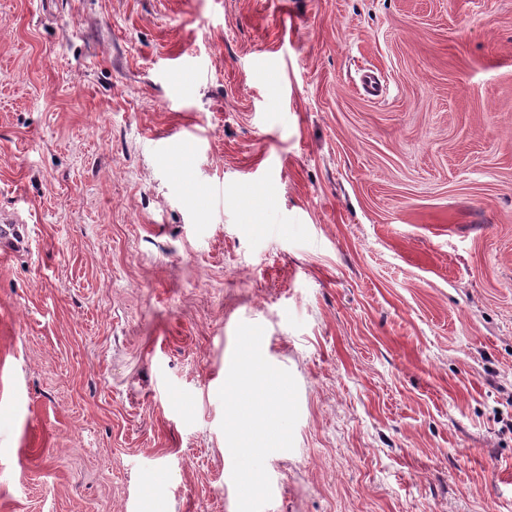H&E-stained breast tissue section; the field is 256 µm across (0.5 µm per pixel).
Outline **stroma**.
<instances>
[{"label":"stroma","mask_w":512,"mask_h":512,"mask_svg":"<svg viewBox=\"0 0 512 512\" xmlns=\"http://www.w3.org/2000/svg\"><path fill=\"white\" fill-rule=\"evenodd\" d=\"M21 198L0 512H512V0H0Z\"/></svg>","instance_id":"1"}]
</instances>
